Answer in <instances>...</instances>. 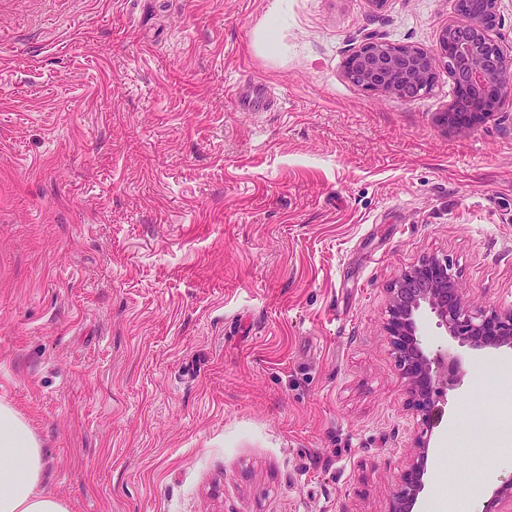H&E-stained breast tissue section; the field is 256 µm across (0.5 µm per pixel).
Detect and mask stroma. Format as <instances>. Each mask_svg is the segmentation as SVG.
<instances>
[{"instance_id": "obj_1", "label": "stroma", "mask_w": 512, "mask_h": 512, "mask_svg": "<svg viewBox=\"0 0 512 512\" xmlns=\"http://www.w3.org/2000/svg\"><path fill=\"white\" fill-rule=\"evenodd\" d=\"M278 12L279 49L255 35ZM456 0H0V404L70 512H392L420 417L390 290L450 260L512 310V100L443 125L345 75L373 37L435 51ZM274 104L245 111L258 85ZM426 487L486 506L512 450L452 422L512 400L459 348ZM480 362L492 369L474 378Z\"/></svg>"}]
</instances>
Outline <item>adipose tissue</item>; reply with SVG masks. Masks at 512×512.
I'll list each match as a JSON object with an SVG mask.
<instances>
[{
    "instance_id": "obj_1",
    "label": "adipose tissue",
    "mask_w": 512,
    "mask_h": 512,
    "mask_svg": "<svg viewBox=\"0 0 512 512\" xmlns=\"http://www.w3.org/2000/svg\"><path fill=\"white\" fill-rule=\"evenodd\" d=\"M42 449L28 424L0 405V512H68L59 497L41 493Z\"/></svg>"
}]
</instances>
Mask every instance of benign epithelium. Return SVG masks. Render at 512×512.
I'll return each mask as SVG.
<instances>
[{"label":"benign epithelium","mask_w":512,"mask_h":512,"mask_svg":"<svg viewBox=\"0 0 512 512\" xmlns=\"http://www.w3.org/2000/svg\"><path fill=\"white\" fill-rule=\"evenodd\" d=\"M496 0H469L468 9L440 33L439 49L430 54L411 46L378 39L362 41L349 57L346 75L352 82L383 95L400 96L414 86L423 91L433 85L436 64L465 88V95L443 113L445 124L464 127L476 115L495 112L512 96V59L502 51L485 49L495 19ZM429 308L438 325L459 346L472 350L512 347V311H469L450 263L426 259L403 273L391 289L387 331L409 380L412 403L422 424H433V388L461 385V360L448 352H428L419 338V315ZM421 463L412 462L403 476L392 512H415L424 489Z\"/></svg>","instance_id":"benign-epithelium-1"}]
</instances>
